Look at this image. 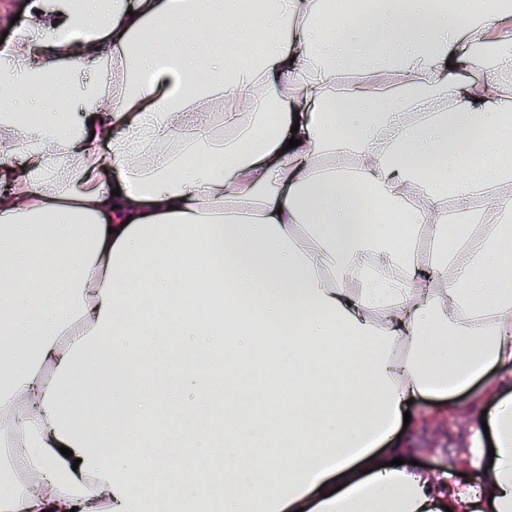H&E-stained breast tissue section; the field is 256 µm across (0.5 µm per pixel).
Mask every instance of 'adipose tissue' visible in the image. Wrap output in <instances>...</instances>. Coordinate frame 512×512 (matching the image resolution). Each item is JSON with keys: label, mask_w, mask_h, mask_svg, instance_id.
I'll return each mask as SVG.
<instances>
[{"label": "adipose tissue", "mask_w": 512, "mask_h": 512, "mask_svg": "<svg viewBox=\"0 0 512 512\" xmlns=\"http://www.w3.org/2000/svg\"><path fill=\"white\" fill-rule=\"evenodd\" d=\"M434 2L367 16L360 0H336L339 15H364L376 49L359 62L371 83L345 85L352 46L316 0H270L257 13L241 0H83L77 12L29 0L0 44L10 83L40 112L30 120L0 98V146L21 157L0 162V320L36 350L0 366V456L27 477L22 492L0 491V512H140L144 492L160 489L156 512L200 500V483L180 473L210 471L212 435L161 456L152 437L114 440L124 424L111 409L64 397L80 373L106 383L101 357L130 361L148 337H213L212 309L238 326L244 295L253 332L235 339L230 362L263 331L283 336L286 367L276 384L243 391L226 370L216 419L237 430L246 404L262 402L298 422L329 399L321 438L334 459L302 433L275 444L253 425L224 451V512H512V178L498 163L512 154L501 123L512 113V10L469 0L482 22L463 30ZM286 17L287 39L254 55L255 34ZM482 40L499 55L475 82L462 73ZM393 69L411 75L408 93L386 95ZM268 106L272 124L259 118ZM57 109L76 113L75 136L51 121ZM461 136L478 156L444 167ZM192 150L217 164L187 166ZM51 172L69 189L48 187ZM354 182L417 203L410 223L366 238L355 214L375 200L353 207ZM35 249L47 276L28 274ZM189 285L210 290L191 314ZM495 368L461 452L475 482L409 464L408 400L453 397ZM121 402L175 430L213 405L206 389L185 402L141 382Z\"/></svg>", "instance_id": "obj_1"}]
</instances>
